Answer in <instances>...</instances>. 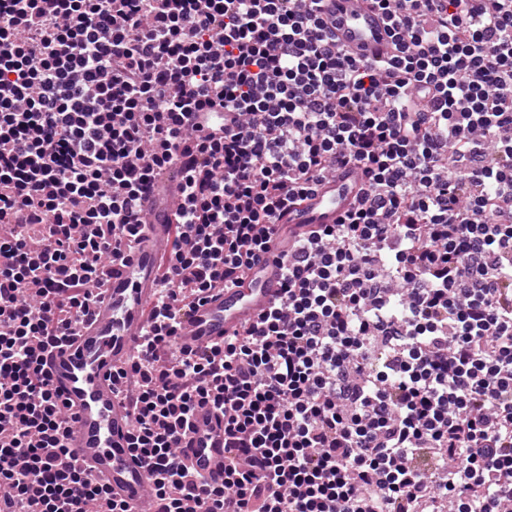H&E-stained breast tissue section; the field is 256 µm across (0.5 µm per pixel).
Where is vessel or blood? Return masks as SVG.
<instances>
[{"label": "vessel or blood", "mask_w": 512, "mask_h": 512, "mask_svg": "<svg viewBox=\"0 0 512 512\" xmlns=\"http://www.w3.org/2000/svg\"><path fill=\"white\" fill-rule=\"evenodd\" d=\"M325 10L339 46L370 59L391 54L385 22L367 0H326ZM359 188L352 168L339 170L300 208L281 219L282 234L335 223L351 207ZM180 189L179 168L159 172L142 202L146 222L139 236L104 268L98 299L77 336L44 358V370L72 416L69 444L76 465L106 479L131 512H143L148 472L129 447L132 416L120 400L114 378L130 364L151 320L159 258L174 241ZM280 283L279 266L268 258L242 286L211 289L189 306L185 328L175 338L177 350L193 352L233 335L242 321L278 299ZM179 456L192 480L208 488L222 486L224 469L234 462L224 448L223 414L211 405H199L180 440Z\"/></svg>", "instance_id": "vessel-or-blood-1"}]
</instances>
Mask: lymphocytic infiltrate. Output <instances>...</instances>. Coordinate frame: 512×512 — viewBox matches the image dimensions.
I'll return each mask as SVG.
<instances>
[{
	"instance_id": "lymphocytic-infiltrate-1",
	"label": "lymphocytic infiltrate",
	"mask_w": 512,
	"mask_h": 512,
	"mask_svg": "<svg viewBox=\"0 0 512 512\" xmlns=\"http://www.w3.org/2000/svg\"><path fill=\"white\" fill-rule=\"evenodd\" d=\"M0 0V512H129L70 461L43 355L93 307L158 170L183 184L147 340L121 372L156 512H506L512 503V0ZM361 197L280 297L177 354L189 296L243 284L339 168ZM238 457L197 492L194 407ZM336 43L366 58H385L392 53L385 22L365 0H326Z\"/></svg>"
}]
</instances>
